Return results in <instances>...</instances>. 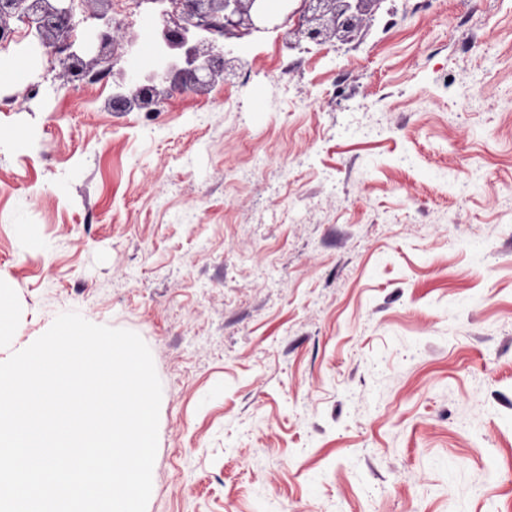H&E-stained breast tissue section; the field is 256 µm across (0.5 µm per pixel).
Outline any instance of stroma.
Wrapping results in <instances>:
<instances>
[{"instance_id":"35a3bbf8","label":"stroma","mask_w":512,"mask_h":512,"mask_svg":"<svg viewBox=\"0 0 512 512\" xmlns=\"http://www.w3.org/2000/svg\"><path fill=\"white\" fill-rule=\"evenodd\" d=\"M230 36L117 113L0 45L13 332L137 333L147 512H512V0H372L345 36ZM37 96H26L30 84Z\"/></svg>"}]
</instances>
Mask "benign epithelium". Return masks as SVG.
<instances>
[{"label":"benign epithelium","instance_id":"1","mask_svg":"<svg viewBox=\"0 0 512 512\" xmlns=\"http://www.w3.org/2000/svg\"><path fill=\"white\" fill-rule=\"evenodd\" d=\"M76 0H0V33H12L10 21L26 27L34 37L33 47L46 50L62 66L66 81L58 89L97 79L111 72L112 66L90 73L81 64L80 54L96 53L95 64L103 63V50L112 43V24L105 12L83 18L89 22L82 40L75 34ZM158 0H143L151 6V33L157 46L156 58L147 75L130 73L127 92L112 96V110L126 112L135 107H159L164 102L163 87L170 84L198 91L212 85L224 74V41L228 35H250L269 28H282L300 9L295 0H170V7L157 8ZM313 22L306 31L310 42L320 45L323 37L351 31L361 20L371 0H302Z\"/></svg>","mask_w":512,"mask_h":512}]
</instances>
